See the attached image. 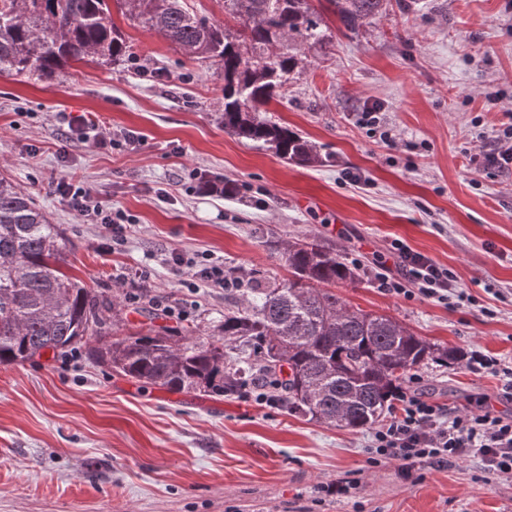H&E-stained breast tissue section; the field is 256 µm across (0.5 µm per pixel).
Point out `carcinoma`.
<instances>
[{"instance_id": "1", "label": "carcinoma", "mask_w": 512, "mask_h": 512, "mask_svg": "<svg viewBox=\"0 0 512 512\" xmlns=\"http://www.w3.org/2000/svg\"><path fill=\"white\" fill-rule=\"evenodd\" d=\"M183 54L224 78V129L304 163L300 133L262 115L288 89L304 50L326 52L344 31L386 11L391 0H224V20L200 16L187 0H0V72L52 79L72 62L120 66L134 51L112 21L110 2ZM288 278L260 276L235 290L220 335L150 328L109 338L114 302L68 276L63 231L13 181L0 175V365L18 364L95 339L90 355L120 376L173 392L239 397L258 374L281 379L291 415L365 429L394 410L419 368L456 365L463 354L399 322L355 310L332 290L356 269L316 239L281 252Z\"/></svg>"}]
</instances>
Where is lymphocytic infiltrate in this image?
I'll return each instance as SVG.
<instances>
[{"label": "lymphocytic infiltrate", "instance_id": "lymphocytic-infiltrate-1", "mask_svg": "<svg viewBox=\"0 0 512 512\" xmlns=\"http://www.w3.org/2000/svg\"><path fill=\"white\" fill-rule=\"evenodd\" d=\"M58 190L88 223L100 225L113 244L126 241L133 224L131 215L103 204L79 183L63 180ZM392 248L400 259L401 269L395 276L379 275L384 293L444 304L454 297L464 298V289L456 285L448 269L413 252L403 242H393ZM400 402V413L370 434V464L397 461L407 476L418 465L441 467L454 459L476 456L485 462L491 474L512 476L511 417L504 418L489 410L451 411L415 387L407 389Z\"/></svg>", "mask_w": 512, "mask_h": 512}]
</instances>
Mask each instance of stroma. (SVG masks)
Listing matches in <instances>:
<instances>
[{"label":"stroma","instance_id":"1","mask_svg":"<svg viewBox=\"0 0 512 512\" xmlns=\"http://www.w3.org/2000/svg\"><path fill=\"white\" fill-rule=\"evenodd\" d=\"M112 19L137 60L79 63L48 80L0 74V174L61 226L66 273L114 300V335L180 323L210 340L233 299L183 286L174 256L207 254L274 282L288 272L268 237H313L356 267V280L335 288L349 305L512 361V168L483 159L492 129L512 121V0H418L330 52L307 51L267 106L313 145L305 164L225 131L212 68L120 11ZM369 107L395 146L360 124ZM74 116L135 132V150L80 139ZM65 178L133 215L124 245L106 248L71 209L57 190ZM397 240L448 268L471 302L382 292L373 267ZM158 295L182 322L154 306ZM420 376L449 409L485 397L512 415L500 378L469 363ZM369 439L279 404L145 386L83 346L0 365V512H512V477L488 475L478 459L407 479L398 462L367 464Z\"/></svg>","mask_w":512,"mask_h":512}]
</instances>
